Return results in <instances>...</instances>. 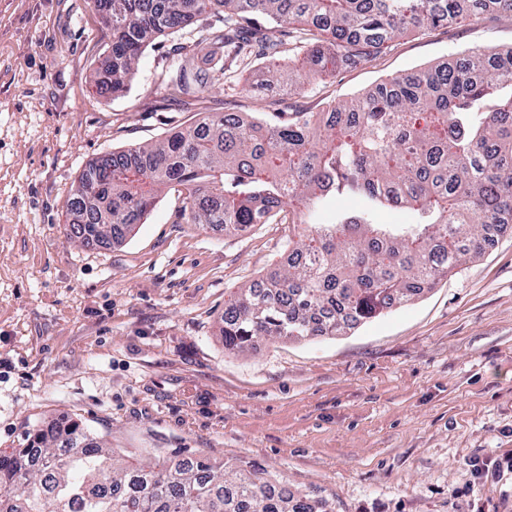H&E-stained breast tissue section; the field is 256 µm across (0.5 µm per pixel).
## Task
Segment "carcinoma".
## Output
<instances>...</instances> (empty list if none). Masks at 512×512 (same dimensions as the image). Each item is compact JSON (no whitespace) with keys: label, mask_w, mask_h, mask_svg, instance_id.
Listing matches in <instances>:
<instances>
[{"label":"carcinoma","mask_w":512,"mask_h":512,"mask_svg":"<svg viewBox=\"0 0 512 512\" xmlns=\"http://www.w3.org/2000/svg\"><path fill=\"white\" fill-rule=\"evenodd\" d=\"M111 34L100 93L127 91L144 49L194 22L209 25L210 57L264 60V82L305 89L353 67L403 35L512 13V0H93ZM274 23L261 25L257 18ZM290 30L281 29L282 25ZM312 38L307 39L305 35ZM302 61L278 60L284 37ZM170 90L204 97L213 76L187 45ZM184 194L191 224L246 231L285 211L288 260L224 302V350L259 337L335 336L433 288L512 225V47H475L453 63L387 77L318 112L273 121L214 112L146 148L84 167L66 204L70 234L86 245L122 241L145 223L163 189ZM361 196L365 207L318 224L322 201ZM403 207L411 224H379ZM0 512H331L252 470L229 478L202 457L124 466L67 419L0 453Z\"/></svg>","instance_id":"obj_1"}]
</instances>
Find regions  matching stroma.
Instances as JSON below:
<instances>
[{"mask_svg":"<svg viewBox=\"0 0 512 512\" xmlns=\"http://www.w3.org/2000/svg\"><path fill=\"white\" fill-rule=\"evenodd\" d=\"M156 39L128 91L98 94L110 33L92 0H0V452L68 416L138 466L200 455L258 469L333 512H512V231L429 293L335 338H260L228 354L224 301L282 261L284 224L226 232L181 217L170 188L119 245L66 231L93 158L151 145L207 112H316L475 47L512 46V14L409 34L302 94L257 67L204 62L211 93L166 86Z\"/></svg>","mask_w":512,"mask_h":512,"instance_id":"stroma-1","label":"stroma"}]
</instances>
